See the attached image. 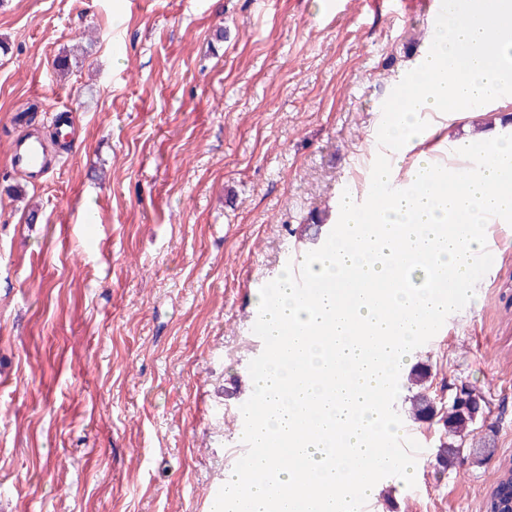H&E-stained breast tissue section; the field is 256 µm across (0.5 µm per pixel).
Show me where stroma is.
<instances>
[{"mask_svg":"<svg viewBox=\"0 0 512 512\" xmlns=\"http://www.w3.org/2000/svg\"><path fill=\"white\" fill-rule=\"evenodd\" d=\"M352 2L0 0V512H217L256 294L338 223L428 33L415 0ZM65 116L27 182L9 143ZM488 121L451 113L425 148ZM412 362L436 397L482 393L495 453L436 469L448 434L398 374L388 408L427 454L379 512H484L512 467V237Z\"/></svg>","mask_w":512,"mask_h":512,"instance_id":"obj_1","label":"stroma"}]
</instances>
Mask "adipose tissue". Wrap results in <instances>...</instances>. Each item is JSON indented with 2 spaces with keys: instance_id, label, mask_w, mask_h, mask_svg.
I'll use <instances>...</instances> for the list:
<instances>
[{
  "instance_id": "ef3b65f1",
  "label": "adipose tissue",
  "mask_w": 512,
  "mask_h": 512,
  "mask_svg": "<svg viewBox=\"0 0 512 512\" xmlns=\"http://www.w3.org/2000/svg\"><path fill=\"white\" fill-rule=\"evenodd\" d=\"M429 31L406 70L409 96L388 114L394 164L375 182L404 175L406 189L362 213L355 197L340 201L344 235L326 239L309 266L322 286L308 300L283 271L277 287L257 296L273 351L253 383L251 437L267 449L250 472L224 476V502L249 501V512H282L291 498L310 512H341L349 490L375 493L374 464L386 433L401 429L376 395L416 350L428 316L444 296L430 282L453 270L470 280V260L483 247L481 224L512 223V137L506 112L493 101L512 88V0H466ZM495 36L487 38L484 19ZM493 113L485 132L457 142L468 165L449 175L427 153L407 159L431 134L428 113Z\"/></svg>"
}]
</instances>
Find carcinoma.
I'll list each match as a JSON object with an SVG mask.
<instances>
[{"mask_svg":"<svg viewBox=\"0 0 512 512\" xmlns=\"http://www.w3.org/2000/svg\"><path fill=\"white\" fill-rule=\"evenodd\" d=\"M427 377V367L419 365L413 368L411 381L418 387V391L410 399V413L416 421H442L444 426L448 427V442L442 444L436 455L437 467L445 471L448 467L456 465L460 454L468 447H478L484 449L487 454L492 453L490 444L486 442H468V437L475 431L474 425L480 420L486 421V415L490 413V408L481 393L462 386L444 402L436 399L428 391V387L425 386Z\"/></svg>","mask_w":512,"mask_h":512,"instance_id":"1","label":"carcinoma"}]
</instances>
